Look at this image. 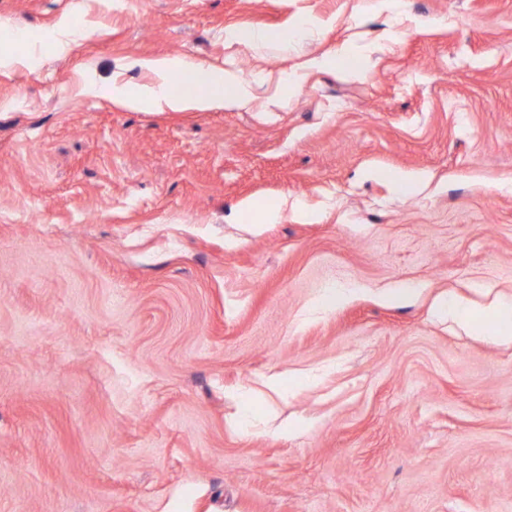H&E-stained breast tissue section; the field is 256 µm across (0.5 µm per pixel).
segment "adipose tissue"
<instances>
[{
    "instance_id": "ef3b65f1",
    "label": "adipose tissue",
    "mask_w": 512,
    "mask_h": 512,
    "mask_svg": "<svg viewBox=\"0 0 512 512\" xmlns=\"http://www.w3.org/2000/svg\"><path fill=\"white\" fill-rule=\"evenodd\" d=\"M133 65L150 74L151 82L134 90L115 83L108 91L115 104L131 110L240 109L250 106L255 99L251 86L233 72L204 67L187 56L139 58Z\"/></svg>"
}]
</instances>
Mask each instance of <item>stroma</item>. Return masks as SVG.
<instances>
[{"label":"stroma","mask_w":512,"mask_h":512,"mask_svg":"<svg viewBox=\"0 0 512 512\" xmlns=\"http://www.w3.org/2000/svg\"><path fill=\"white\" fill-rule=\"evenodd\" d=\"M378 2L0 0V512H512V0ZM159 56L256 101L86 91ZM131 65L150 74V83L132 90L115 81L108 91L112 102L131 110L184 112L213 108H246L255 100L250 85L236 74L206 68L187 56L139 58ZM186 87L192 92L185 91Z\"/></svg>","instance_id":"1"}]
</instances>
